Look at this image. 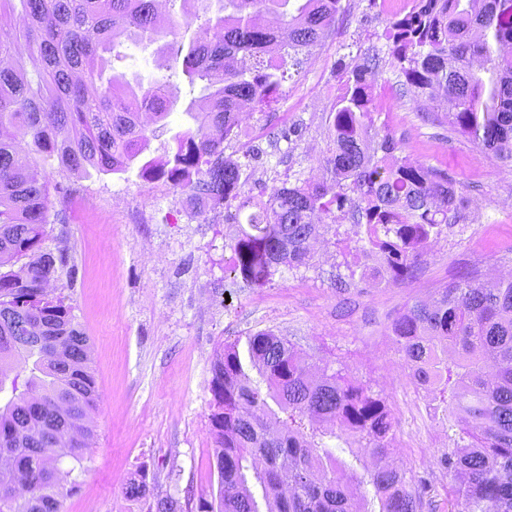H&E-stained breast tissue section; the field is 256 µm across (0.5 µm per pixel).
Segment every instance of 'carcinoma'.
<instances>
[{"label":"carcinoma","mask_w":512,"mask_h":512,"mask_svg":"<svg viewBox=\"0 0 512 512\" xmlns=\"http://www.w3.org/2000/svg\"><path fill=\"white\" fill-rule=\"evenodd\" d=\"M217 10L210 13L212 2ZM342 0H0L20 4L23 23L0 26V267L30 257L23 274L0 272V512H62L76 489L47 462L44 429L77 433L63 455L85 469L99 395L89 336L65 297L46 285L65 266L64 251L42 247L52 205L50 181L36 168L50 160L72 174L125 173L165 180L215 209L240 200L229 274L262 288L283 268L309 264L310 243L349 223L357 251L376 256L393 279L412 276L421 246L458 223L462 196L444 169L396 155L399 141L375 125L371 77L380 57L349 71L328 126L321 182L287 181L246 191L250 175L224 158L237 135L240 105L267 106L298 55L331 34ZM205 14L188 49L181 22ZM163 45L189 82L209 92L188 112L195 129L173 136L163 159L145 155L164 129L173 101L114 70L126 43ZM401 81L397 94L425 98L453 131L512 166V0H418L387 29ZM39 62L27 72L24 57ZM151 114L156 128L139 124ZM30 138L22 144L19 139ZM396 352L415 382L440 395L457 419L452 447L438 465L450 512H512V281L463 270L429 302L408 306L390 326ZM24 366L28 376L7 369ZM211 434L217 503L203 512H370L353 493L356 461L389 457L395 419L381 394L337 370L309 363L272 331L224 345L211 368ZM336 439L330 446L323 437ZM377 512H421L429 485L408 470L363 465ZM147 512H183L171 497L148 500L141 471L123 487Z\"/></svg>","instance_id":"cac0c4a2"}]
</instances>
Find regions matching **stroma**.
<instances>
[{"mask_svg": "<svg viewBox=\"0 0 512 512\" xmlns=\"http://www.w3.org/2000/svg\"><path fill=\"white\" fill-rule=\"evenodd\" d=\"M342 7L335 31L303 52L274 101L254 108L225 141V156L245 165L256 194L285 179L322 180L319 161L346 80L339 66L375 53L382 59L375 94L386 103L374 113L376 126L395 136L402 156L448 170L466 202L464 223L429 243L408 279L392 280L369 260L365 278L336 289L333 279L346 267L329 233L310 266L261 288H239L226 271L234 229L224 221L236 202L204 211L168 183L143 181L133 170L84 176L47 167L54 190L45 245L67 256L54 286L90 339L99 391L91 461L71 473L76 491L62 512H145L123 494L143 467L151 496L174 497L183 512L216 501L212 363L225 343L264 330L285 337L309 361L344 369L380 392L397 421L399 458L431 483V499H445L448 474L437 464L441 423L427 414L390 325L407 306L435 297L459 269L482 276L512 269V168L451 130L429 101L396 95L385 29L399 0H342ZM131 53L121 70L145 85L169 77L176 97L168 129L150 140L147 154L157 157L174 133L192 127L186 111L205 95V84L166 70L156 45ZM292 127L299 135H289ZM254 147L259 157L247 154Z\"/></svg>", "mask_w": 512, "mask_h": 512, "instance_id": "1", "label": "stroma"}]
</instances>
